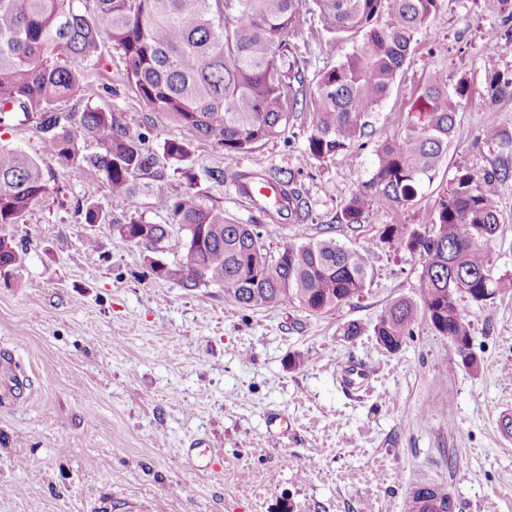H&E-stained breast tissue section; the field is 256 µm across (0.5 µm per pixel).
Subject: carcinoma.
I'll return each instance as SVG.
<instances>
[{"label": "carcinoma", "mask_w": 512, "mask_h": 512, "mask_svg": "<svg viewBox=\"0 0 512 512\" xmlns=\"http://www.w3.org/2000/svg\"><path fill=\"white\" fill-rule=\"evenodd\" d=\"M76 0H0V123L20 114L33 119L45 155L78 169L102 171L114 197L134 199L154 176V155L145 137L122 112L91 106L62 110L82 90L87 68L97 65L108 42L126 62L127 79L139 97L171 123L214 139L227 155L246 153L273 139L300 102L310 101L306 151L325 159L366 136L368 118L391 93L414 52L417 35L441 0H314L338 35L359 37L352 53L317 74L311 89L288 37L303 23L301 0H92L91 12ZM468 93L463 76L432 71L394 135L376 143L371 177L343 206L340 223L360 224L375 198L405 206L418 202L463 136L457 107ZM491 101L512 96V73L486 83ZM93 140L99 151L83 153ZM164 156L192 180L184 140H165ZM507 167L460 170L438 199L428 231L386 225L385 240L422 259L420 302L394 301L373 327L377 342L395 352L418 316L448 337L469 369L480 360L459 298L480 306L495 292L512 290V279H491L487 244L501 231L500 193ZM278 190L275 204L288 205L299 222L309 215L294 174L259 178ZM50 191L44 162L0 144V226L17 224ZM156 207L168 224L134 218L115 222L122 239L149 244L183 232L176 260L152 275L193 290L215 286L241 307L272 308L293 302L324 315L360 296L371 282L368 255L333 238L301 236L272 255L256 224H235L224 209L205 205L190 190L160 195ZM24 261L13 239L0 234V279L9 283Z\"/></svg>", "instance_id": "cac0c4a2"}]
</instances>
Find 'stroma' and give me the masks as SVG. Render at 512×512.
<instances>
[{"mask_svg": "<svg viewBox=\"0 0 512 512\" xmlns=\"http://www.w3.org/2000/svg\"><path fill=\"white\" fill-rule=\"evenodd\" d=\"M312 7L302 0L307 21L292 38L310 80L355 46ZM500 22L498 0H441L399 83L371 114L364 146L328 159L306 152L302 108L277 138L228 157L151 110L104 44L75 104L124 112L146 135L157 176L129 201L112 196L101 171L52 166L50 185L64 188L67 206L48 195L6 228L26 255L12 283L0 284V353L14 357L0 383V512H407L420 484L443 489L449 512H512V442L498 427L512 406V292L464 306L475 370L426 319L394 353L373 334L391 302L419 297L422 262L387 243L385 225L425 230L458 169L512 168V145L479 139L490 126L512 134V97L493 103L485 95L489 76L512 70V54L486 36ZM434 69L468 80L457 113L464 136L415 205L375 199L349 230L338 217L370 177L372 145L408 121ZM104 84L110 93H101ZM172 136L189 144L191 181L163 157ZM273 168L294 173L309 203L305 223L238 194L235 176ZM186 188L236 223L261 225L270 251L302 228L368 254L370 285L312 316L289 302L244 309L220 288L153 277L149 249L120 238L111 222L167 223L156 196ZM88 195L109 222L76 219L72 204ZM500 211L503 226L487 252L493 275L512 278V177ZM352 322L362 333L350 339ZM359 366L370 368L368 379L347 389V371ZM274 415L285 419L277 439L269 436ZM195 442L204 448L201 470L183 454Z\"/></svg>", "mask_w": 512, "mask_h": 512, "instance_id": "stroma-1", "label": "stroma"}]
</instances>
